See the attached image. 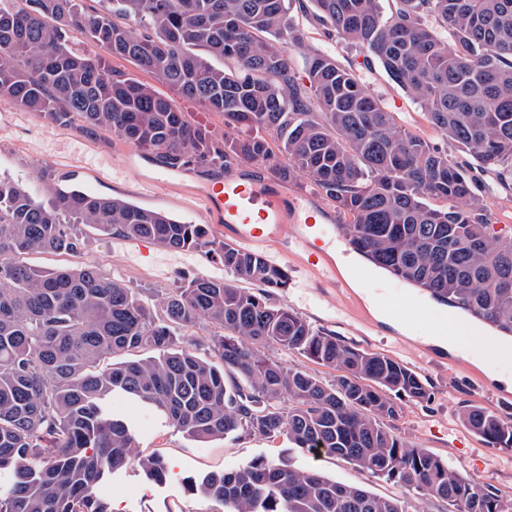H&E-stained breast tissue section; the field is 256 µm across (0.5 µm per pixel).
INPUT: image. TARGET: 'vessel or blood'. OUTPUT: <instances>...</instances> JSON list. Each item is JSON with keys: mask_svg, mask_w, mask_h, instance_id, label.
Wrapping results in <instances>:
<instances>
[{"mask_svg": "<svg viewBox=\"0 0 512 512\" xmlns=\"http://www.w3.org/2000/svg\"><path fill=\"white\" fill-rule=\"evenodd\" d=\"M199 197L224 224L226 237L257 250L289 239L300 262L324 283L343 287L336 262L326 251L335 243L329 215L274 180L226 179L219 188H201Z\"/></svg>", "mask_w": 512, "mask_h": 512, "instance_id": "1", "label": "vessel or blood"}]
</instances>
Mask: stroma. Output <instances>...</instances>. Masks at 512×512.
I'll list each match as a JSON object with an SVG mask.
<instances>
[{
	"mask_svg": "<svg viewBox=\"0 0 512 512\" xmlns=\"http://www.w3.org/2000/svg\"><path fill=\"white\" fill-rule=\"evenodd\" d=\"M293 17L306 46H330L341 65L362 70L363 56L357 48L329 38L326 29L305 13L297 11ZM366 85L388 111L394 112L399 125L431 136L419 105L382 69L368 74ZM61 137L81 142L90 154L122 167V175L113 178L91 167H70L57 146ZM160 169L158 161L120 138L62 127L39 113L0 100V178L23 185L39 201L46 197L49 179H69L91 194L120 198L188 224L210 225L216 237H223L221 222L199 198L149 186V179ZM78 233L83 249L72 256V263L97 264L146 298L178 288L196 276L219 280L226 276L219 261L197 253L168 251L150 241L142 245L85 225L79 226ZM265 257L287 270L290 278L285 290L274 291L273 303L288 306L313 327L331 331L359 349L388 355L421 376L431 391L430 400L402 403L390 428L457 471L494 487L506 503L512 504V448L489 447L459 420L462 405L473 404L512 423V388L491 380L486 365H460L459 355L430 343L426 333L434 319L426 312L411 309L399 326H392L379 320L368 302L371 290L367 283L341 290L316 281L291 258L285 241L267 250ZM110 405L113 413L136 420L138 452L161 453L169 467L167 480L160 484L146 480L133 467L102 482L98 494L109 502L112 512H217L214 502L192 491L194 478L261 457L301 470L316 468L330 479L363 487L381 497L404 498L407 512H449L447 503L405 496L394 482L333 458L304 453L282 437L244 433L200 443L166 426L162 418L123 394H113Z\"/></svg>",
	"mask_w": 512,
	"mask_h": 512,
	"instance_id": "35a3bbf8",
	"label": "stroma"
}]
</instances>
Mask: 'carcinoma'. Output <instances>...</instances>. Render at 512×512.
Segmentation results:
<instances>
[{
	"label": "carcinoma",
	"instance_id": "cac0c4a2",
	"mask_svg": "<svg viewBox=\"0 0 512 512\" xmlns=\"http://www.w3.org/2000/svg\"><path fill=\"white\" fill-rule=\"evenodd\" d=\"M311 17L380 66L428 125L474 160L398 126L362 74L297 33L292 0H0V100L54 123L114 134L176 171L241 164L299 173L336 208L338 227L374 265L512 332V236L493 232L484 178L512 187V0H310ZM156 75L158 92L110 58ZM222 58L225 67L208 58ZM189 99L224 116V133L191 122ZM284 162L275 163V153ZM73 224L172 251L204 253L238 280L286 288L288 272L117 198L55 185L48 205L0 179V512H112L96 493L135 462L161 483L162 455H134L135 433L107 409L123 392L197 441L284 437L456 512H512L490 487L384 426L430 391L402 363L348 346L269 295L194 277L149 304L98 265L40 268L25 256L82 249ZM161 307L157 316L153 307ZM207 321L214 356L186 340ZM268 344L336 369L325 384L268 359ZM155 356L112 364L108 356ZM460 421L494 448L512 424L467 405ZM195 490L224 512H406L315 470L258 458L210 471Z\"/></svg>",
	"mask_w": 512,
	"mask_h": 512
}]
</instances>
